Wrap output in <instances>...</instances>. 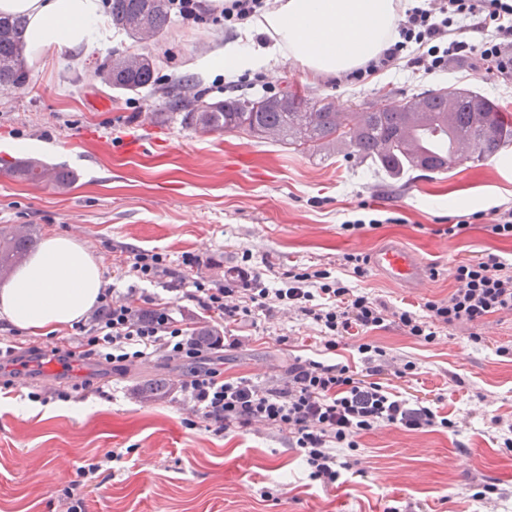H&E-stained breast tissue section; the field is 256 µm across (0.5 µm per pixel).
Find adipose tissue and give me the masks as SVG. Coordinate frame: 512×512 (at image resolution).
<instances>
[{
  "label": "adipose tissue",
  "instance_id": "adipose-tissue-1",
  "mask_svg": "<svg viewBox=\"0 0 512 512\" xmlns=\"http://www.w3.org/2000/svg\"><path fill=\"white\" fill-rule=\"evenodd\" d=\"M397 10L396 0H280L250 21L241 38L216 49L212 67L230 74L280 54L310 76L345 72L387 47ZM0 12L26 15L30 55L41 65L64 48H93L92 34L106 20L101 0H0ZM256 34L269 36L266 53L249 47ZM103 285L101 264L81 244L50 236L0 287V320L33 334L72 327L97 305Z\"/></svg>",
  "mask_w": 512,
  "mask_h": 512
}]
</instances>
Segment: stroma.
I'll return each instance as SVG.
<instances>
[{"label":"stroma","mask_w":512,"mask_h":512,"mask_svg":"<svg viewBox=\"0 0 512 512\" xmlns=\"http://www.w3.org/2000/svg\"><path fill=\"white\" fill-rule=\"evenodd\" d=\"M101 46L83 57L58 51L30 67L28 85L0 91V156H31L71 174L67 188L0 176V224H29L42 237L80 242L104 273L126 245L154 250L181 269L186 256L218 260L215 279L246 265L270 287L291 268L316 265L340 274L344 255L399 244L425 263V284L408 288L374 269L349 278L351 287L391 307L421 310L455 288L450 270L490 254L512 260V239L471 225L450 236L458 216L512 205V147L498 158L464 163L446 173L391 180L343 151L301 153L286 144L239 133L203 134L167 114L162 89L206 100L258 98L288 88L328 99L337 109L381 105L437 88L467 87L512 110V82L490 76L473 60L450 62L427 75L396 65L361 84L327 75L309 80L300 64L281 58L262 66L263 84L234 92L223 74L206 70L212 51L235 32L171 21L150 47L156 87L113 91L95 74L112 54L139 48L105 26ZM37 150H22L25 142ZM387 211L393 221L358 233L343 221L362 209ZM171 303L173 317L202 322L195 303H177L163 284L115 280ZM238 347L213 357L223 376L259 383L282 377L295 358L321 354L318 326L301 313L274 309L241 322ZM43 350L42 361L0 389V512H512V451L500 445V424L512 423V312L475 328L438 329L433 341L407 336L396 325L347 336L328 361L360 366L368 342L387 358L413 361L415 376L391 380L394 391L434 401L455 430L407 431L386 426L363 436L358 451L341 449L353 470L343 484L311 481L286 433L261 428L216 432L195 424L178 392L190 361L149 357L125 369L57 372L54 332H20ZM165 378L172 392L143 401L139 384ZM91 380L85 397L41 404L29 391ZM100 463L96 486L79 498L68 490L76 469ZM484 498H477L479 486Z\"/></svg>","instance_id":"35a3bbf8"}]
</instances>
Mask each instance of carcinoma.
Masks as SVG:
<instances>
[{"instance_id": "carcinoma-1", "label": "carcinoma", "mask_w": 512, "mask_h": 512, "mask_svg": "<svg viewBox=\"0 0 512 512\" xmlns=\"http://www.w3.org/2000/svg\"><path fill=\"white\" fill-rule=\"evenodd\" d=\"M112 28L124 32L142 51L120 53L98 68L110 89L137 92L155 83L149 53L168 28L166 0H110ZM26 21L0 16V91L21 88L29 81L26 66ZM168 106L188 127L207 133L238 131L295 149L341 148L381 169L393 179L415 172L449 171L465 162H482L512 142L507 109L476 91L454 88L424 91L393 99L383 107L363 106L341 112L330 102L313 100L298 89L278 96L208 102L176 94ZM0 173L53 186L68 183L67 171L40 159L14 162ZM36 247L26 224L0 226V282L8 279ZM171 385L144 380L142 397L149 401Z\"/></svg>"}]
</instances>
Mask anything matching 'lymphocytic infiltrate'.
<instances>
[{
	"instance_id": "lymphocytic-infiltrate-1",
	"label": "lymphocytic infiltrate",
	"mask_w": 512,
	"mask_h": 512,
	"mask_svg": "<svg viewBox=\"0 0 512 512\" xmlns=\"http://www.w3.org/2000/svg\"><path fill=\"white\" fill-rule=\"evenodd\" d=\"M269 7L270 0H224L220 6L209 0H169L171 14L183 25L208 22L227 30ZM469 56L487 73L512 80V0H419L399 15L390 46L345 79L358 84L400 63L433 75L447 70L451 60ZM123 254L119 277L150 283L173 279L178 299L196 303L219 324V331L199 338L189 323L172 317L169 304L109 286L73 333L53 347L59 362L111 365L156 354L195 362L180 393L204 427L229 432L262 425L287 432L309 479L325 487L336 485L350 468L339 449L358 448L366 434L389 425L433 431L451 430L455 424L433 403L403 397L383 385L381 374L403 379L412 375L415 364L387 361L384 351L370 343L358 347L365 365L361 373L341 363L298 358L276 384L264 386L246 377L224 379L210 368L209 360L225 348L239 346L233 326L285 305L319 325L324 347L332 351L339 338L389 323L429 342L435 336L434 325L481 324L496 313L512 311V263L493 254L455 265L454 291L448 299L425 303L420 313L353 291L325 268L289 271L284 287L271 288L242 266L231 268L228 278L214 279V260L199 255L187 256L184 271L178 273L160 252L127 247Z\"/></svg>"
}]
</instances>
